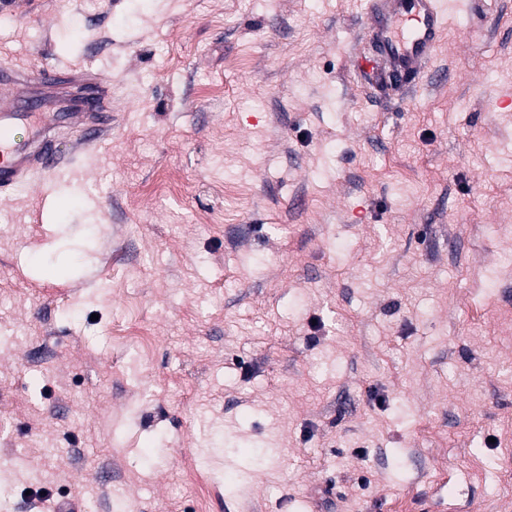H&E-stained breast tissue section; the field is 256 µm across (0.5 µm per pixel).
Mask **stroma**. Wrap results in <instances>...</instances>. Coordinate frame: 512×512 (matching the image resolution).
I'll return each mask as SVG.
<instances>
[{
	"label": "stroma",
	"instance_id": "stroma-1",
	"mask_svg": "<svg viewBox=\"0 0 512 512\" xmlns=\"http://www.w3.org/2000/svg\"><path fill=\"white\" fill-rule=\"evenodd\" d=\"M472 2L403 95L366 0L0 7V67L112 84L0 196L8 512H199L186 457L210 512H512V0Z\"/></svg>",
	"mask_w": 512,
	"mask_h": 512
}]
</instances>
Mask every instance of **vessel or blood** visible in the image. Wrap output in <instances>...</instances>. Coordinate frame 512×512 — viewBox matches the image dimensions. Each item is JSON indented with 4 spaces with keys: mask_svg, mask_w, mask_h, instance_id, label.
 Segmentation results:
<instances>
[{
    "mask_svg": "<svg viewBox=\"0 0 512 512\" xmlns=\"http://www.w3.org/2000/svg\"><path fill=\"white\" fill-rule=\"evenodd\" d=\"M471 9V0H368V27L379 55L355 57L354 64L372 83L417 76L436 54L447 12ZM110 110L109 93L94 70L50 67L36 80L13 77L11 88L0 91V191L57 166L50 149L55 128L85 126L93 143L104 135ZM20 126L31 135L19 143L13 132Z\"/></svg>",
    "mask_w": 512,
    "mask_h": 512,
    "instance_id": "obj_1",
    "label": "vessel or blood"
}]
</instances>
